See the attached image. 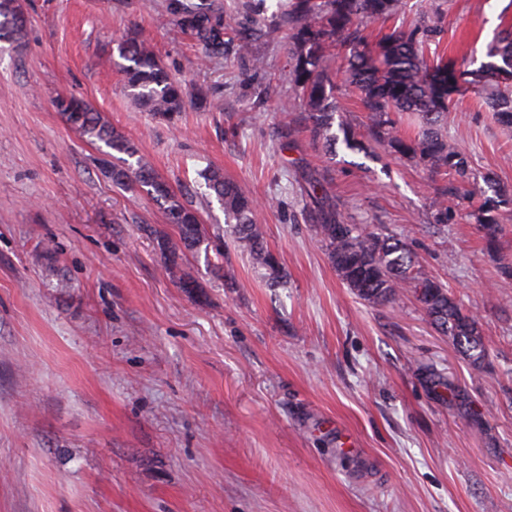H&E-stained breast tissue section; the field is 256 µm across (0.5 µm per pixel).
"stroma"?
<instances>
[{
    "label": "stroma",
    "mask_w": 512,
    "mask_h": 512,
    "mask_svg": "<svg viewBox=\"0 0 512 512\" xmlns=\"http://www.w3.org/2000/svg\"><path fill=\"white\" fill-rule=\"evenodd\" d=\"M161 0H19L0 42V512H512V223L488 242L478 197L382 148L312 139L267 36L280 0H211L250 57L180 30ZM459 66L512 25V0H446ZM150 43L185 105L167 121L125 84L126 39ZM88 102L179 197L214 256L173 279L177 239L140 188L113 185L103 143L68 126L57 95ZM448 138L475 175L512 187V128L460 98ZM256 199L284 278L270 287L224 231L198 173ZM351 224L406 242L419 268L478 318L475 370L407 288L383 304L336 273L309 181ZM24 27L18 0H0V41H19L23 37Z\"/></svg>",
    "instance_id": "stroma-1"
}]
</instances>
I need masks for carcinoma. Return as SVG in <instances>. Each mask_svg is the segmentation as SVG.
<instances>
[{
  "instance_id": "1",
  "label": "carcinoma",
  "mask_w": 512,
  "mask_h": 512,
  "mask_svg": "<svg viewBox=\"0 0 512 512\" xmlns=\"http://www.w3.org/2000/svg\"><path fill=\"white\" fill-rule=\"evenodd\" d=\"M407 6V0H289L288 13L273 32L287 35L289 78L302 98L314 140L330 146L340 141L353 152L365 150L366 141L373 140L435 173L453 176L463 186L470 185L482 196L473 214L475 223L493 242L505 222L501 203L506 191L496 190L489 197L478 186L465 153L448 142V112L457 97L474 85L473 93L481 104L512 128V85L491 78L477 81L474 70L458 68L454 60L440 54L447 28L445 10L436 0L415 19L389 29L375 42L370 39L372 25L405 16ZM163 8L178 26L195 32L209 47L224 45V35L233 29L224 23V11L193 0H163ZM23 34L18 0H0V41H18ZM120 50L132 62L126 79L137 105L173 119L183 107L182 91L154 50L137 39L126 41ZM335 53L342 58L344 87L355 92L369 112L370 124L363 133L335 125L337 85L325 65ZM485 57L480 71L512 68V32H502L489 42ZM54 103L71 128L120 154L116 161L104 162L112 183L122 187L135 183L143 188L160 203L166 222L176 226L179 243L164 237L158 241L171 272L178 269L179 254L212 247L198 209L173 193L146 160L139 158L134 166L126 164L122 155L133 157L134 147L89 103L68 95L57 96ZM404 124L416 125L417 132L403 135ZM198 176L222 205L224 223L232 225L236 247L265 270L269 284L279 285L281 268L264 243L261 226L254 221L252 197L217 169L205 168ZM453 216L445 200L433 201V223L446 224ZM317 230L333 266L354 294L371 303H385L398 289H412L437 328L469 363L476 369L484 364L487 352L476 317L453 301L442 284L422 273L402 241L362 224H350L328 204L321 206Z\"/></svg>"
}]
</instances>
